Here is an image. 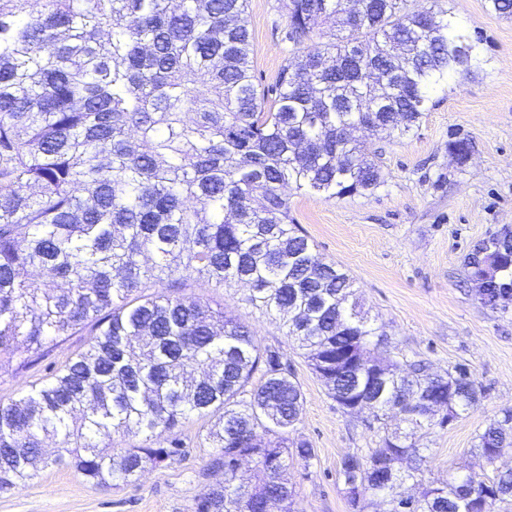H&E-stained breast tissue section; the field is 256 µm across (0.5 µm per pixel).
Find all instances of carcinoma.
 Segmentation results:
<instances>
[{"instance_id":"carcinoma-1","label":"carcinoma","mask_w":512,"mask_h":512,"mask_svg":"<svg viewBox=\"0 0 512 512\" xmlns=\"http://www.w3.org/2000/svg\"><path fill=\"white\" fill-rule=\"evenodd\" d=\"M293 45L274 99L258 89L246 0H0V366L30 364L91 328L86 350L18 399L0 400V491L52 465L97 486L135 480L182 455L177 429L200 420L224 482L196 512H296L288 441L304 396L280 352L183 280L249 284L247 301L286 316V336L337 405L372 403L380 444L339 470L351 512L365 495L422 484L410 512H491L512 501V469L435 486L403 460L427 462L434 421L422 398L448 397L452 420L483 397L467 368L432 375L395 362L365 371L387 340L349 304V275L327 262L289 216L285 188L328 198L372 193L385 179L356 136L388 139L419 125L431 92L471 69L475 46L440 0H283ZM321 39V46L308 42ZM380 73L374 83L369 71ZM469 254L480 303L512 304V252ZM403 415L405 431L384 416ZM169 434L154 445L156 431ZM140 437L115 446V438ZM512 447V409L475 435L471 458ZM255 463V482L235 468Z\"/></svg>"}]
</instances>
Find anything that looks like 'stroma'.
<instances>
[{"mask_svg":"<svg viewBox=\"0 0 512 512\" xmlns=\"http://www.w3.org/2000/svg\"><path fill=\"white\" fill-rule=\"evenodd\" d=\"M443 6L475 44L478 61L432 93L419 127L408 135L391 142L369 136L384 184L343 199L289 193L294 224L349 274L364 312L383 326L388 340L372 347V357L419 361L432 374L463 365L483 388L477 407L421 442L428 455L424 480L437 484L459 475L486 482L512 469V449L484 466L468 453L474 436L512 409V310L483 307L465 266L480 240L512 228V16L496 14L487 0H444ZM246 18L256 81L274 88L293 50L287 13L281 0H247ZM459 138L471 143L463 162L448 150ZM184 292L222 303L261 346L279 350L300 385L303 414L288 438L309 442L314 457L287 473L298 512H350L340 464L378 447L372 414L339 409L282 320L247 302L243 284L205 288L190 280ZM89 340L88 331H80L59 339L38 362L0 366V400L19 398ZM200 427L186 423L179 431L182 456L135 481L104 488L72 468L51 466L25 486L0 493V512H195L197 498L224 479L210 467L217 451L202 443Z\"/></svg>","mask_w":512,"mask_h":512,"instance_id":"obj_1","label":"stroma"}]
</instances>
